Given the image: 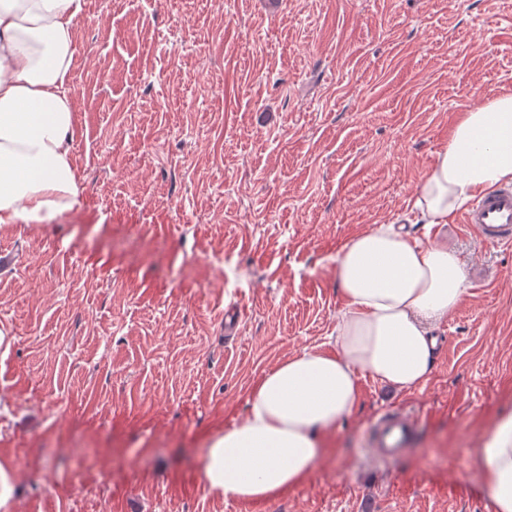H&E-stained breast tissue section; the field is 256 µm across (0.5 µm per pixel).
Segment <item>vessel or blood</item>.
<instances>
[{
	"mask_svg": "<svg viewBox=\"0 0 512 512\" xmlns=\"http://www.w3.org/2000/svg\"><path fill=\"white\" fill-rule=\"evenodd\" d=\"M462 224L482 242L512 245V186H498L479 196L461 216ZM419 421L396 407L373 424L372 450L381 458H394L413 444Z\"/></svg>",
	"mask_w": 512,
	"mask_h": 512,
	"instance_id": "b4317fda",
	"label": "vessel or blood"
}]
</instances>
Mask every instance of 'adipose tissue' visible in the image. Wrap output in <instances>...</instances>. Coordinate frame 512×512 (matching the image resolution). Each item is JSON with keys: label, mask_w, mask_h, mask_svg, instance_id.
I'll return each mask as SVG.
<instances>
[{"label": "adipose tissue", "mask_w": 512, "mask_h": 512, "mask_svg": "<svg viewBox=\"0 0 512 512\" xmlns=\"http://www.w3.org/2000/svg\"><path fill=\"white\" fill-rule=\"evenodd\" d=\"M82 0H0V225L42 223L74 207V100L68 88L73 21ZM512 181V94L462 114L418 185L412 209L426 230L471 199ZM344 305L333 350L306 348L267 372L242 422L212 434L201 467L209 493L265 500L302 482L323 438L358 408V381L395 391L426 380L435 327L467 293L464 262L447 243L379 224L336 256ZM492 512H512V411L476 452Z\"/></svg>", "instance_id": "obj_1"}]
</instances>
